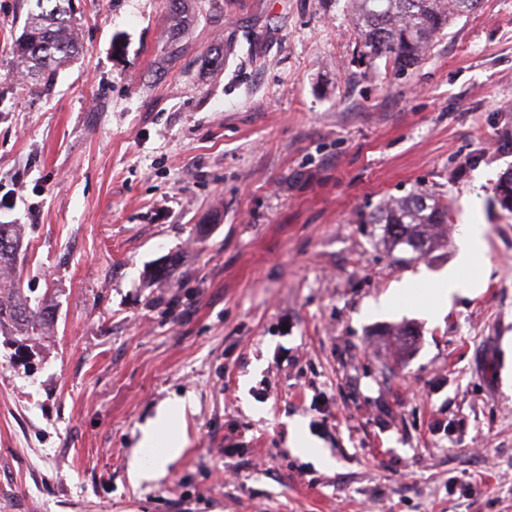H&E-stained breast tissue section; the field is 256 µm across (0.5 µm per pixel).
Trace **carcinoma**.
<instances>
[{"label":"carcinoma","mask_w":512,"mask_h":512,"mask_svg":"<svg viewBox=\"0 0 512 512\" xmlns=\"http://www.w3.org/2000/svg\"><path fill=\"white\" fill-rule=\"evenodd\" d=\"M72 0H36L16 41L17 56L26 68L52 77L82 50L74 35ZM358 28L362 54L391 57L397 68L414 65L429 41L456 18L479 8L480 0H348ZM502 208L512 212V177L496 186ZM373 223L384 225L390 249L411 252L418 260L448 244V204L426 193L391 199L377 209ZM20 241L10 224H0V329L8 325L30 339L42 332L49 312L34 310L10 280ZM398 349L415 344L416 331L403 326L394 332Z\"/></svg>","instance_id":"carcinoma-1"}]
</instances>
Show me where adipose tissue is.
<instances>
[{"instance_id": "obj_1", "label": "adipose tissue", "mask_w": 512, "mask_h": 512, "mask_svg": "<svg viewBox=\"0 0 512 512\" xmlns=\"http://www.w3.org/2000/svg\"><path fill=\"white\" fill-rule=\"evenodd\" d=\"M487 249L486 227L482 224H464L458 235L457 256L446 273L430 285L434 297L433 313L448 312L455 299L471 295L477 280L470 277L471 267L477 265ZM189 398H173L162 404L155 418L142 430V438L131 461L135 476L152 480L165 470L166 465L176 459L183 448L178 439L159 442L160 432L175 418L184 415L191 407Z\"/></svg>"}]
</instances>
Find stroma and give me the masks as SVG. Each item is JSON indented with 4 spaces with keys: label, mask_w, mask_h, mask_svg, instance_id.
Returning a JSON list of instances; mask_svg holds the SVG:
<instances>
[{
    "label": "stroma",
    "mask_w": 512,
    "mask_h": 512,
    "mask_svg": "<svg viewBox=\"0 0 512 512\" xmlns=\"http://www.w3.org/2000/svg\"><path fill=\"white\" fill-rule=\"evenodd\" d=\"M34 5L0 0V224L53 319L0 332V512H512V0L404 73L362 57L347 0H190L186 26L167 0H75L84 51L49 81L13 52ZM419 191L450 241L408 261L369 216ZM468 222L479 293L369 312L447 271ZM175 396L183 451L136 482ZM417 282L418 281L414 278H406L395 283L390 292L380 297L378 305L382 308H387L392 304L395 297L406 302H411L416 298L417 289L415 286ZM192 406L190 398H173L162 404L155 418L142 428L139 447L131 461L135 476L144 480H154L165 470L166 465L176 459L183 448L184 442L169 439L164 444H157L160 432L177 416H183L188 407ZM150 452H148V450Z\"/></svg>",
    "instance_id": "35a3bbf8"
}]
</instances>
